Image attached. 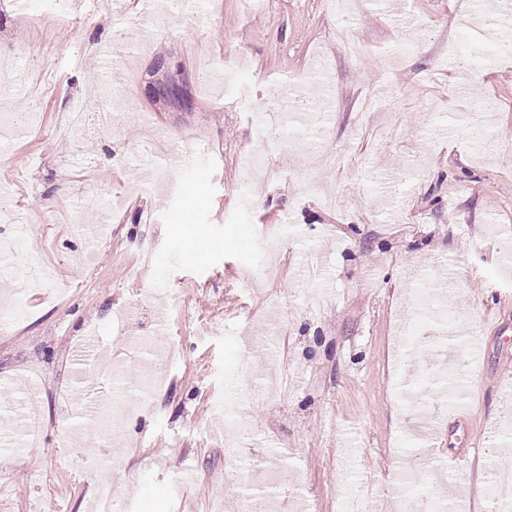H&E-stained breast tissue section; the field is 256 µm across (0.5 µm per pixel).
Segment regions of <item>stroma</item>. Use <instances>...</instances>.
Listing matches in <instances>:
<instances>
[{
	"label": "stroma",
	"instance_id": "obj_1",
	"mask_svg": "<svg viewBox=\"0 0 512 512\" xmlns=\"http://www.w3.org/2000/svg\"><path fill=\"white\" fill-rule=\"evenodd\" d=\"M458 15L456 0H360L349 18L325 0L164 13L149 0H0V183H13L0 224L31 227L16 258L46 274L35 292L0 278V305L26 311L0 334V512H90L88 473L117 454L126 512H246L251 491L296 477L289 505L341 512L365 480L395 483L421 419L447 418L445 356L469 449L429 476L449 499L466 494L467 512H490L487 471H512V168L488 153L512 134V61L471 26L479 50L459 69ZM130 38L140 51L104 80L98 51ZM317 58L326 84L301 89L255 175L262 202L241 207L263 112ZM370 87L386 93L377 137L353 126ZM77 108L115 112L111 131L72 132L61 120ZM418 287L448 294L456 329L439 341L428 319L403 348L393 336ZM282 327L268 350L261 336ZM90 332L127 362L129 400L143 361L159 383L117 447L75 415L74 392L103 381L72 359ZM144 336L174 339L179 358L146 357ZM274 366V393L239 391L248 427L225 432L227 382ZM35 375L43 429L29 447L22 383Z\"/></svg>",
	"mask_w": 512,
	"mask_h": 512
}]
</instances>
